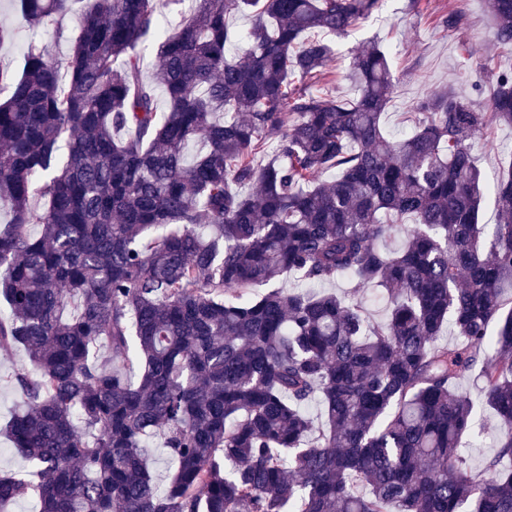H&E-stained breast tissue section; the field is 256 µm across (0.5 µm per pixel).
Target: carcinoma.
<instances>
[{
    "instance_id": "obj_1",
    "label": "carcinoma",
    "mask_w": 512,
    "mask_h": 512,
    "mask_svg": "<svg viewBox=\"0 0 512 512\" xmlns=\"http://www.w3.org/2000/svg\"><path fill=\"white\" fill-rule=\"evenodd\" d=\"M75 2L16 4L71 42L65 64L30 47L22 73L0 68V351L22 346L35 371L14 375L24 409L8 425L30 478L1 474L0 507L512 512V170L492 186L499 222L481 224L472 153L512 127V63L483 103L441 91L395 138L380 42L345 74L356 97L311 90L334 55L321 35L383 0H195L175 35L169 0H94L70 37ZM487 4L512 48V0ZM238 14L252 23L236 48ZM290 273L306 286L249 298ZM343 277L387 291L385 321L314 291ZM447 326L460 343H438ZM101 341L137 382L98 362ZM476 366L500 434L474 476L459 381ZM158 428L175 464L163 487L142 455Z\"/></svg>"
}]
</instances>
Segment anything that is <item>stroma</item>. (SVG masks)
<instances>
[{
    "label": "stroma",
    "instance_id": "1",
    "mask_svg": "<svg viewBox=\"0 0 512 512\" xmlns=\"http://www.w3.org/2000/svg\"><path fill=\"white\" fill-rule=\"evenodd\" d=\"M451 9L461 10L464 17L463 26L454 31L439 22ZM0 27L15 30L13 40L0 45V66L13 71L21 70L29 46L46 49L56 60L64 59L69 52L68 42L56 40L52 33L18 27L12 0H0ZM491 31L485 0H384L378 12L347 36L332 37L336 55L329 67L336 77L320 84L319 89L354 97L353 87L342 74L364 42L379 40L388 54L395 79L383 125L392 134H409L416 121L417 104L431 93L451 89L473 96L476 87L490 89L499 66L512 62V50L496 45ZM473 155L489 179H496L512 160V128H495L489 136L476 141ZM32 370L24 348L0 353L1 473L22 476L29 469L28 462L12 450L4 429L23 405V398L10 379L16 373ZM461 385L472 402V428L465 443L472 468L479 470L494 453L499 424L486 406L475 376L467 375Z\"/></svg>",
    "mask_w": 512,
    "mask_h": 512
}]
</instances>
